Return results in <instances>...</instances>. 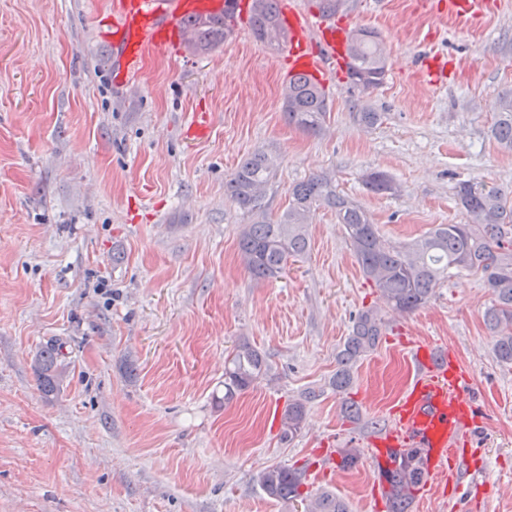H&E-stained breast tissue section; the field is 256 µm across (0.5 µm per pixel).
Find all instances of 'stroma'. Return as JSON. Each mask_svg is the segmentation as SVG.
I'll use <instances>...</instances> for the list:
<instances>
[{
	"label": "stroma",
	"instance_id": "stroma-1",
	"mask_svg": "<svg viewBox=\"0 0 512 512\" xmlns=\"http://www.w3.org/2000/svg\"><path fill=\"white\" fill-rule=\"evenodd\" d=\"M114 2L0 0V512H294L253 481L276 464L306 467L308 491L351 512H387L371 448L420 344L471 372L480 417L461 474L411 512H512V365L495 356L480 275L450 277L413 313L384 311L342 395L337 355L380 299L335 212L316 208L308 251L258 280L239 257L248 218L224 196L241 159L267 151L272 212L328 173L387 242L467 223L458 183L512 191V153L489 132L512 90V0L462 18L448 0H352L343 18L379 32L386 76L364 91L327 66L316 133L289 125L285 55L244 24L207 56L150 48L121 75ZM361 105L381 124H359ZM370 170L397 193L367 192ZM57 340L66 373L47 396L33 361ZM243 340L269 370L225 405L224 362ZM309 391L302 432L281 440L284 407ZM343 448L360 454L355 469H320Z\"/></svg>",
	"mask_w": 512,
	"mask_h": 512
}]
</instances>
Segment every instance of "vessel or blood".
Instances as JSON below:
<instances>
[{
	"instance_id": "vessel-or-blood-1",
	"label": "vessel or blood",
	"mask_w": 512,
	"mask_h": 512,
	"mask_svg": "<svg viewBox=\"0 0 512 512\" xmlns=\"http://www.w3.org/2000/svg\"><path fill=\"white\" fill-rule=\"evenodd\" d=\"M234 0H118L112 16V46L121 68L134 65L145 47L167 49L172 35H186L184 22L200 14L236 15ZM289 31L288 76L322 79L326 58L337 67L347 62L348 27L337 20L307 19L292 8L284 9ZM416 377L392 412V424L375 441L373 459L380 479L375 495H382V474L394 452L412 446L423 449L426 480L433 483L459 462L460 444L477 424L470 397L472 378L448 353L420 346L414 354Z\"/></svg>"
}]
</instances>
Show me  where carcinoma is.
<instances>
[{"label": "carcinoma", "instance_id": "cac0c4a2", "mask_svg": "<svg viewBox=\"0 0 512 512\" xmlns=\"http://www.w3.org/2000/svg\"><path fill=\"white\" fill-rule=\"evenodd\" d=\"M280 0H251L248 25L253 36L268 50L278 52L288 43ZM188 48L195 55H208L224 45L234 32L221 15L196 16L186 22ZM348 75L368 90L384 75L386 60L377 33L366 30L358 40L348 37ZM495 120L490 134L504 150L512 152V93L495 100ZM329 111L324 87L301 76L288 83L284 112L288 123L315 133ZM273 154L256 152L244 158L224 180V195L249 218L239 234V253L245 269L256 279L276 278L288 260L307 250L308 224L314 207L335 210L346 240L365 278L378 289L387 307L408 314L424 306L435 288L455 273H481L492 297L485 324L495 338L494 350L503 363H512V196L495 188L469 181L456 187L457 199L468 216L466 224H437L425 236L405 245L381 239L376 225L354 200L341 195L327 174H315L296 183L289 191L288 205L275 218L268 213L266 188L276 177ZM367 191L395 193V183L382 171H368L361 178ZM381 312L368 307L354 319L349 336L337 355L338 368L332 385L344 392L352 382L353 366L373 351L384 335ZM41 390L52 395L60 390L66 367L63 350L53 344L35 360ZM267 371L262 353L244 341L233 347L224 366V402L254 387ZM289 402L281 414V435L292 440L302 431L306 401ZM423 459L418 448L394 456L386 471L389 512H409L414 491L422 484ZM307 474L303 468L273 465L253 476L270 499L298 502L303 512H349L345 500L324 490L314 495L303 491Z\"/></svg>", "mask_w": 512, "mask_h": 512}]
</instances>
